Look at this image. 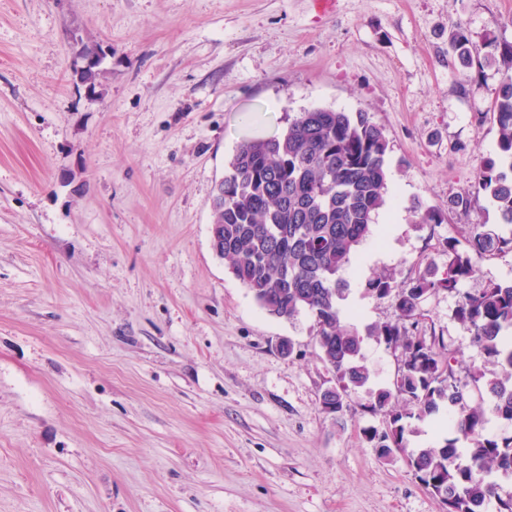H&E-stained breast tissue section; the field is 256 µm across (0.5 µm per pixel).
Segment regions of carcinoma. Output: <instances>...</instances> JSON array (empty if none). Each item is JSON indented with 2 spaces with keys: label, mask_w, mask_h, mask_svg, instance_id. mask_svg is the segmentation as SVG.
<instances>
[{
  "label": "carcinoma",
  "mask_w": 512,
  "mask_h": 512,
  "mask_svg": "<svg viewBox=\"0 0 512 512\" xmlns=\"http://www.w3.org/2000/svg\"><path fill=\"white\" fill-rule=\"evenodd\" d=\"M451 48L469 65L501 71L491 112L499 152L483 161L476 182L502 223L512 224V44L473 48L457 27ZM76 75L93 91L98 64ZM389 151L385 129L368 112L303 109L288 116L281 135L238 145L211 200L222 258L235 278L269 315L290 322L301 314L312 318L320 358L336 377L335 387L320 396L321 409L333 416L343 414L349 390L374 377L363 337L342 325L353 316L342 304L349 291L343 271L387 204ZM472 198L460 192L448 209L466 214ZM466 242L461 251L448 241L442 271L429 265L409 283L383 272L365 284L376 298H392L397 311L396 320L369 326L367 335L401 350L404 360L392 386L372 392L367 406L384 413L387 429H366L364 435L384 456L401 450L415 478L451 512H512V496L499 493L512 483V436L486 433L493 419L512 424V282L490 283L475 293L459 288L485 256L512 252V236L472 224ZM439 290L458 296L457 320L499 371L470 367L459 375L456 350L444 336L418 329L423 299ZM444 411L451 430L443 444L407 447L405 434L416 432L411 419Z\"/></svg>",
  "instance_id": "cac0c4a2"
}]
</instances>
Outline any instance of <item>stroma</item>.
Here are the masks:
<instances>
[{
	"instance_id": "obj_1",
	"label": "stroma",
	"mask_w": 512,
	"mask_h": 512,
	"mask_svg": "<svg viewBox=\"0 0 512 512\" xmlns=\"http://www.w3.org/2000/svg\"><path fill=\"white\" fill-rule=\"evenodd\" d=\"M457 25L512 42V0H0V512H443L364 438L369 389L322 412L311 318L268 315L215 255L210 197L287 115L371 113L387 205L345 305L390 385L401 353L365 330L396 310L366 281L443 266L473 224L512 234L484 193L448 209L498 152L500 75L459 62ZM455 305L427 295L420 326L484 366Z\"/></svg>"
}]
</instances>
